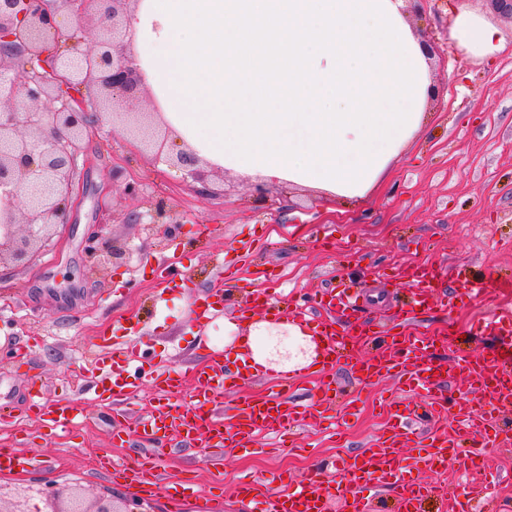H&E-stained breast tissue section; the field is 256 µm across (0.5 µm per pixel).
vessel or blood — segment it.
I'll use <instances>...</instances> for the list:
<instances>
[{
    "mask_svg": "<svg viewBox=\"0 0 512 512\" xmlns=\"http://www.w3.org/2000/svg\"><path fill=\"white\" fill-rule=\"evenodd\" d=\"M437 277L435 269L418 267L408 272L412 287V306L400 316L401 330H375L366 342L374 347V355L358 365V382L369 385L386 376L397 379L396 396L387 403L389 421L385 434L375 447L365 449L342 472L339 481L327 479L325 468H317L305 480L280 490L268 488L263 480L255 479L240 483L237 493L242 499L264 498L268 512H325L330 497L346 500L349 512H367L368 505L360 495L363 487L375 484L391 486L396 494L397 512H419L420 503L430 497L431 487L404 477V466L398 455L400 448L426 437L430 440L425 457L415 458L414 463L431 469L446 461L449 453L459 448L458 426H466L474 435H493L501 439L506 427L497 421L473 417L468 401L457 404L456 426L446 425L448 401L442 392L446 371L465 376L474 393H482L487 378L502 380L501 390L505 401H512V352L495 356L482 353L477 359L461 358L451 366L437 364L432 355L437 351L438 340L433 336L416 335L411 327L419 308L433 302ZM483 336H511L512 308H504L478 325ZM325 342L324 357L314 371L316 389L328 395L332 389V369L349 360L353 339L346 332L337 330L334 324H323L319 331ZM234 370L225 366L223 355L209 357L194 366L192 372L178 369H158L156 365L123 367L113 361L112 347L102 342L96 359V371L91 378L101 406L102 421L111 426L114 439H123L129 430L119 406L122 396L144 378L155 384L154 405L147 419L140 422L135 432L145 443L144 457L134 465L115 467L116 475L122 476L138 494H153L161 487H168L173 512H180L184 501L194 499L197 512H216V500L196 494L193 482L179 480L165 484L164 474L156 462L154 447L165 438L170 428H179L182 444L186 447L207 442L223 446L227 441L242 442L259 434L280 435L287 431L299 415L300 404L290 392L272 397L255 399L249 396L237 398L231 415H224L214 402L223 396L224 383L233 378ZM193 379V395H185L184 382ZM425 391L426 406H410L404 396L415 390ZM29 408L39 415L52 433L69 432L78 412L67 400L45 405L37 394H30Z\"/></svg>",
    "mask_w": 512,
    "mask_h": 512,
    "instance_id": "vessel-or-blood-1",
    "label": "vessel or blood"
}]
</instances>
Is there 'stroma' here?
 Listing matches in <instances>:
<instances>
[{
    "mask_svg": "<svg viewBox=\"0 0 512 512\" xmlns=\"http://www.w3.org/2000/svg\"><path fill=\"white\" fill-rule=\"evenodd\" d=\"M463 7L501 27L504 42L494 56L471 55L449 39ZM404 14L433 54L431 93L421 128L362 200L339 201L284 181L258 185L205 164L198 180L186 181L122 132L101 128L85 136L65 233L28 264L0 265V406L20 416L15 427L0 429V446L41 462L31 472H0L1 497L23 489L35 506L67 485L127 501L132 512H167L165 492L132 496L101 459L109 450L137 461L138 438L114 443L108 428L91 422L63 442L27 408L34 382L45 399L91 411L83 384L98 335L135 343L141 360L187 370L223 352L225 320L264 315L249 303L258 290L309 302L333 286L358 296L356 314L340 318L339 327H390L410 296L399 272L412 264L438 272L437 304L416 324L426 335L447 336L439 360L495 346L476 324L497 308H512V291L495 289L496 279L512 276V20L489 0H408ZM159 206L178 222L167 238L150 223ZM133 215L141 223H130ZM95 224L125 247L123 262L103 266L91 258L87 236ZM467 282L484 285L485 293L468 297ZM390 387L385 380L360 390L357 413L340 408L335 426L309 420L280 442L227 443L219 479L208 465L211 447L176 449L172 432L156 453L170 476L192 477L223 499V512H258L238 499V483L300 481L319 465L344 467L383 434L378 396ZM462 450L486 452L502 465L474 473L451 459L441 471H422L434 495L421 512H437L440 497L455 494L470 512H512V442L487 448L466 435Z\"/></svg>",
    "mask_w": 512,
    "mask_h": 512,
    "instance_id": "1",
    "label": "stroma"
}]
</instances>
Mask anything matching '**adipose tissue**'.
<instances>
[{
    "label": "adipose tissue",
    "mask_w": 512,
    "mask_h": 512,
    "mask_svg": "<svg viewBox=\"0 0 512 512\" xmlns=\"http://www.w3.org/2000/svg\"><path fill=\"white\" fill-rule=\"evenodd\" d=\"M163 121L213 167L363 198L418 131L426 60L403 0H140L126 18ZM448 36L494 54L460 10ZM224 358L285 376L322 358L309 324L225 321Z\"/></svg>",
    "instance_id": "obj_1"
}]
</instances>
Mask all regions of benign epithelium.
<instances>
[{
	"instance_id": "1",
	"label": "benign epithelium",
	"mask_w": 512,
	"mask_h": 512,
	"mask_svg": "<svg viewBox=\"0 0 512 512\" xmlns=\"http://www.w3.org/2000/svg\"><path fill=\"white\" fill-rule=\"evenodd\" d=\"M139 0H62L76 21L93 24V51L81 49L72 32L63 37L47 0H0V198L16 211L0 217V264H25L66 224L76 190V160L87 129L125 123L142 146L162 153L161 141L141 112H115L111 99L136 101L146 85L143 68L129 50L125 5ZM96 89L89 101L74 87ZM184 179L199 178L196 154L170 158ZM104 225L88 240L101 264L125 258L126 250L103 245ZM42 512H127L106 497L90 498L79 488L55 490Z\"/></svg>"
}]
</instances>
